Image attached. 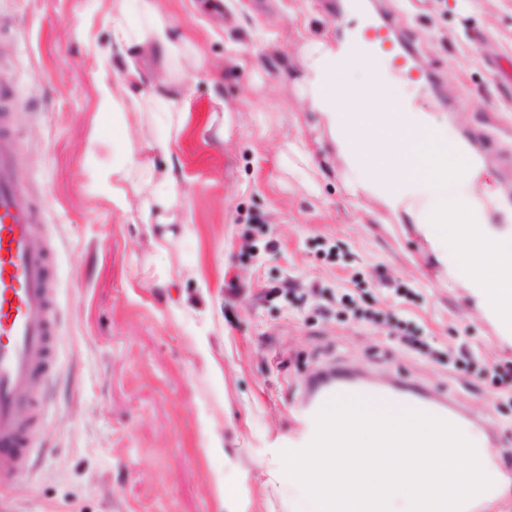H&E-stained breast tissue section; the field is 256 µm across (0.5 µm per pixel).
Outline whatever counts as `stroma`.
I'll use <instances>...</instances> for the list:
<instances>
[{
	"label": "stroma",
	"instance_id": "1",
	"mask_svg": "<svg viewBox=\"0 0 512 512\" xmlns=\"http://www.w3.org/2000/svg\"><path fill=\"white\" fill-rule=\"evenodd\" d=\"M340 2L160 0L191 47L182 221L158 247L136 222L141 186L122 211L100 181L123 143L159 132L99 111L101 82L122 77L100 65L112 0H0V87L16 95L17 177L35 244L52 249L61 336L30 471L0 512H290L272 473L303 438L309 379L329 368L446 398L512 481V400L492 373L469 386L448 362L465 345L511 365L512 339L412 215L344 168L301 54L388 24L412 49L400 98L482 165L487 228L511 234L512 0H367L358 17ZM358 282L362 306L401 309L428 349L344 312Z\"/></svg>",
	"mask_w": 512,
	"mask_h": 512
}]
</instances>
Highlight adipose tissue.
I'll return each mask as SVG.
<instances>
[{
	"mask_svg": "<svg viewBox=\"0 0 512 512\" xmlns=\"http://www.w3.org/2000/svg\"><path fill=\"white\" fill-rule=\"evenodd\" d=\"M111 21L112 58L123 71V82L116 88L102 84L100 110L111 116L113 123L125 125L130 106L137 101V90L150 85V116L162 132L144 144L126 146L124 161L104 172L101 181L113 206L122 209L127 184L141 178L147 191L139 219L150 233L165 240L175 212L183 208L180 165L174 159L173 146L182 132L187 101L173 79L152 82L149 66H170L185 38L170 30L157 0H113Z\"/></svg>",
	"mask_w": 512,
	"mask_h": 512,
	"instance_id": "adipose-tissue-1",
	"label": "adipose tissue"
}]
</instances>
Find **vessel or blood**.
I'll return each instance as SVG.
<instances>
[{
  "instance_id": "1",
  "label": "vessel or blood",
  "mask_w": 512,
  "mask_h": 512,
  "mask_svg": "<svg viewBox=\"0 0 512 512\" xmlns=\"http://www.w3.org/2000/svg\"><path fill=\"white\" fill-rule=\"evenodd\" d=\"M379 56L371 41L337 57L324 92L335 95L338 111L356 102L370 112L389 111L392 82L377 72ZM358 67L371 70L368 82H350ZM16 168L15 143L0 132V481L29 466L34 408L45 397L58 342L50 261L33 246L38 215L22 199Z\"/></svg>"
}]
</instances>
